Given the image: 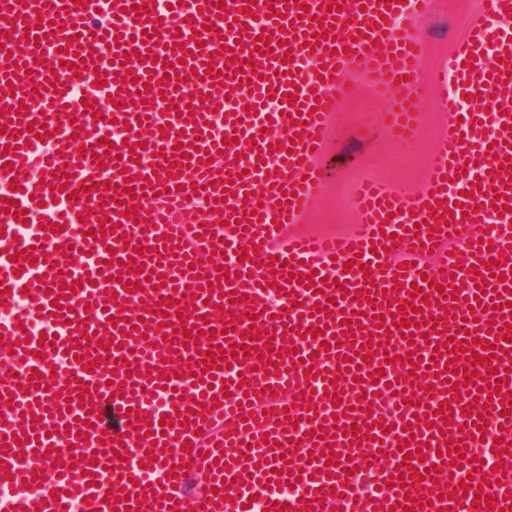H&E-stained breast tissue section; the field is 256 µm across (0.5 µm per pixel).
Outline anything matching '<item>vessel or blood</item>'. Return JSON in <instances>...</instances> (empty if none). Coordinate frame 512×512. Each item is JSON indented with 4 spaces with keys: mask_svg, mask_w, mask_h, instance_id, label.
I'll list each match as a JSON object with an SVG mask.
<instances>
[{
    "mask_svg": "<svg viewBox=\"0 0 512 512\" xmlns=\"http://www.w3.org/2000/svg\"><path fill=\"white\" fill-rule=\"evenodd\" d=\"M463 4L0 0V512H512V0Z\"/></svg>",
    "mask_w": 512,
    "mask_h": 512,
    "instance_id": "vessel-or-blood-1",
    "label": "vessel or blood"
}]
</instances>
